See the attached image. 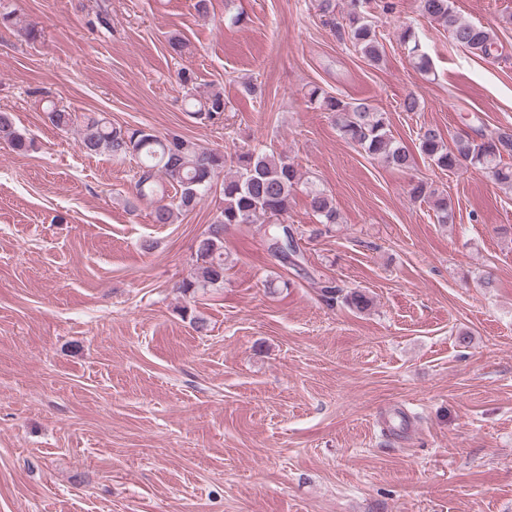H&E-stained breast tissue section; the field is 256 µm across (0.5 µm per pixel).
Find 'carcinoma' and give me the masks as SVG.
I'll list each match as a JSON object with an SVG mask.
<instances>
[{"instance_id": "carcinoma-1", "label": "carcinoma", "mask_w": 512, "mask_h": 512, "mask_svg": "<svg viewBox=\"0 0 512 512\" xmlns=\"http://www.w3.org/2000/svg\"><path fill=\"white\" fill-rule=\"evenodd\" d=\"M316 9L324 24L339 38L349 40L364 59L375 66L382 61L375 11L391 12L393 0H345L341 8L337 0H317ZM420 11L441 26L455 46L485 58L496 50L492 31L463 20L455 9L454 0H420ZM400 39L407 46L413 66L420 72H428L430 58L412 29L404 28ZM177 77L189 106L193 108L192 115L212 124L224 121L227 101L222 89H200L194 72L186 68L178 72ZM305 98L314 108L334 115L337 134L346 143L381 158L394 169L412 167L413 155L395 143L387 113L378 110L371 101L339 98L319 86L311 87ZM47 112L51 124L59 130L67 131L74 124V113L63 106L52 102ZM508 131V127L501 125L489 131L478 129L473 136L457 135L447 139L438 128L424 126L418 133L417 150L431 166L442 171L470 165L492 181L512 187V165L504 162V159L512 158V150L503 153L499 149V144L508 137ZM2 141L16 151L32 147V141L15 127L8 112H0ZM79 147L90 155L105 150L115 157L131 155L138 158L136 194L141 198L157 199L153 210L156 224H171L179 215L193 210L217 180H222V205L198 241V274L195 279L182 282L180 289L183 293L194 294L224 282V233L234 225H265L273 256L285 264L298 265L297 230L286 224L285 216L302 183V175L287 156L273 150L250 148L228 154L200 146L179 134L159 135L146 128H117L98 117L87 118ZM407 193L412 201L432 206L439 223L446 224L451 219L448 194L433 183L419 178L410 182ZM308 198L316 223H339L333 199L325 191L311 189ZM320 292L328 305L341 297L360 313L372 304L365 292L350 290L345 293L333 281L324 282Z\"/></svg>"}]
</instances>
